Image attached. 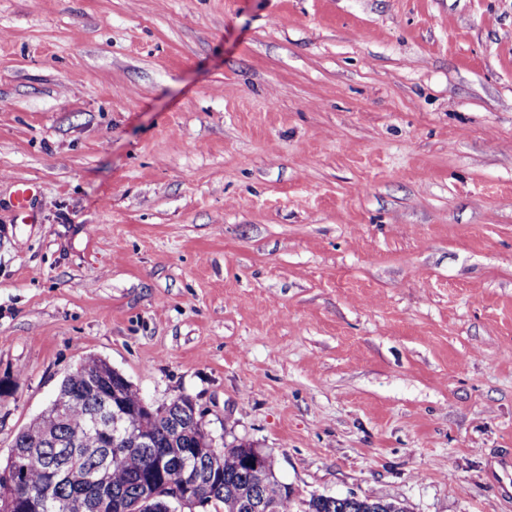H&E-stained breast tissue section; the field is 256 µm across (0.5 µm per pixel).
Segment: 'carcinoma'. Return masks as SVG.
<instances>
[{
    "label": "carcinoma",
    "instance_id": "carcinoma-1",
    "mask_svg": "<svg viewBox=\"0 0 512 512\" xmlns=\"http://www.w3.org/2000/svg\"><path fill=\"white\" fill-rule=\"evenodd\" d=\"M101 361L89 357L62 382L56 398L37 420L21 429L12 447L21 451L30 448L25 460L21 483L0 468V498L14 494L20 502L34 499L40 512H82L69 504L78 500L100 502L95 512H113L112 499L120 497L135 502L144 496L149 483H161L160 492L172 496L186 485L197 462L171 460L160 463L161 452L180 448L188 453L201 445L197 424L201 414L194 410L190 397L179 403H169L144 409L143 399L132 384L119 377L112 378L110 388L120 402L135 414L130 421L133 432L145 433L153 440L151 448H125L122 443L112 446V438L96 427V420L105 419L112 411L108 393L93 394L90 385L98 374ZM243 444L226 445L217 449L221 469L213 477L202 479L201 496L222 507L223 512H245L234 497V489L243 482H253L258 496L277 505V512H290L293 490L275 475L272 458H267L264 476L249 473L244 464ZM76 464L84 476L92 478L106 467L110 473V492L102 498L91 482L76 486L68 480L71 465ZM304 512H403L394 502L369 497L316 496L306 502Z\"/></svg>",
    "mask_w": 512,
    "mask_h": 512
}]
</instances>
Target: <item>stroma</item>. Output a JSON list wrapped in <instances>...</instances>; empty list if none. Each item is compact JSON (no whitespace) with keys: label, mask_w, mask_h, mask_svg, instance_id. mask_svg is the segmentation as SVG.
<instances>
[{"label":"stroma","mask_w":512,"mask_h":512,"mask_svg":"<svg viewBox=\"0 0 512 512\" xmlns=\"http://www.w3.org/2000/svg\"><path fill=\"white\" fill-rule=\"evenodd\" d=\"M89 357L292 512H512V0H0V465ZM32 200V185L28 182H17L10 199V207L14 216L28 215ZM316 496L306 501L304 512H405L395 502L369 497Z\"/></svg>","instance_id":"1"}]
</instances>
